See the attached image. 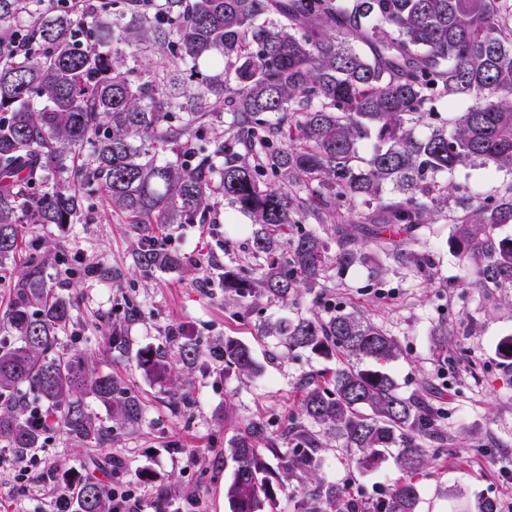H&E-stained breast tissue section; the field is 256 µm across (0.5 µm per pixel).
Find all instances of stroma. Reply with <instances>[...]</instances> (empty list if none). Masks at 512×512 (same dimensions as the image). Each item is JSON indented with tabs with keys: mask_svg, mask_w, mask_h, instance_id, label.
Returning <instances> with one entry per match:
<instances>
[{
	"mask_svg": "<svg viewBox=\"0 0 512 512\" xmlns=\"http://www.w3.org/2000/svg\"><path fill=\"white\" fill-rule=\"evenodd\" d=\"M94 220L35 229L32 251L0 269V324L16 297L23 274L41 263L55 290L74 298L77 308L68 333V351L92 360L107 359L113 374L139 394L144 414L132 429H115L111 445L90 449L67 440L61 429L48 431L41 447L25 455L0 456V512H54L56 483L48 474H86L89 457L102 465L104 483L140 488L143 512H154L157 488H165V512H182L196 499L199 512H230L224 483L234 468L224 450L246 419L259 415L272 429H284L298 415L304 384L331 373L336 362L307 351H291L262 326L280 317L329 316L355 311L393 336L399 356L386 366L404 396L443 401L440 427L444 446L423 443L429 465L418 477V512H474L488 498L498 512H512V492L504 490L500 467L512 465V366L499 354L512 336V307L501 293L472 286L473 266L448 245L451 217L409 233L398 228L375 243L360 217L362 202L341 207L334 223L350 225L359 246L381 266L380 273L356 265L329 270L324 285L302 291L288 306L259 301L239 306L224 300V266L239 261L255 226L224 197H214L201 224L135 226L111 215L102 198L90 202ZM334 223L318 228L331 236ZM162 238L183 259L179 268L144 274L134 262L141 239ZM419 248L433 263L431 275L398 263L394 248ZM120 325L123 350L108 349L104 331ZM448 328V346L436 349L432 331ZM189 336L200 349L235 337L249 345L264 366L254 377L225 376L223 368L198 366L183 372L182 385L147 375L136 364L139 349L166 344L172 333ZM321 478L349 486L358 497L377 498L403 474L394 460L370 473L360 472L350 450L322 449ZM153 478L143 481L141 471Z\"/></svg>",
	"mask_w": 512,
	"mask_h": 512,
	"instance_id": "35a3bbf8",
	"label": "stroma"
}]
</instances>
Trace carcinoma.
Masks as SVG:
<instances>
[{"instance_id":"carcinoma-1","label":"carcinoma","mask_w":512,"mask_h":512,"mask_svg":"<svg viewBox=\"0 0 512 512\" xmlns=\"http://www.w3.org/2000/svg\"><path fill=\"white\" fill-rule=\"evenodd\" d=\"M29 2L0 0V266L26 232L89 214L92 196L127 224H196L221 194L257 226L244 255L257 276L224 268L225 298L286 305L319 285L329 264L343 271L369 261L343 227L330 239L292 232L294 217L322 224L359 198L377 239L389 224L414 231L455 213L450 244L474 264V285L512 288V237L498 234L512 224V181L485 198L451 194L462 167L512 175V0H161L150 13L125 0L123 27L114 0L79 11L63 3L57 15L22 24ZM118 39L131 53L114 47ZM152 48L200 79L204 91L192 105L168 76L134 74L130 62ZM203 62L216 74L202 73ZM208 93L234 132L209 151L192 139L212 117ZM459 101L470 106L456 112ZM57 171L70 177L51 180ZM394 258L423 273L431 265L416 250ZM135 261L151 271L179 259L146 238ZM52 288L32 267L0 336V447L17 454L38 447L43 432L24 388L47 403L70 440L99 448L113 429L87 399L121 426L143 414L139 396L112 372L62 347L73 307ZM264 335L334 358L336 369L307 382L306 424L275 435L253 417L229 443L231 512H273L285 480L315 477L331 441L352 449L362 471L393 453L409 480L371 504L320 481L303 491L299 512H418L414 477L428 466L422 442L440 438L442 409L402 396L383 371L398 357L395 339L350 311L280 321ZM135 359L174 388L178 365L222 363L226 376L261 371L251 348L230 336L207 352L171 336ZM290 441L299 448L292 456L281 452ZM51 477L73 495L74 512H112L95 476L75 486L66 471Z\"/></svg>"}]
</instances>
